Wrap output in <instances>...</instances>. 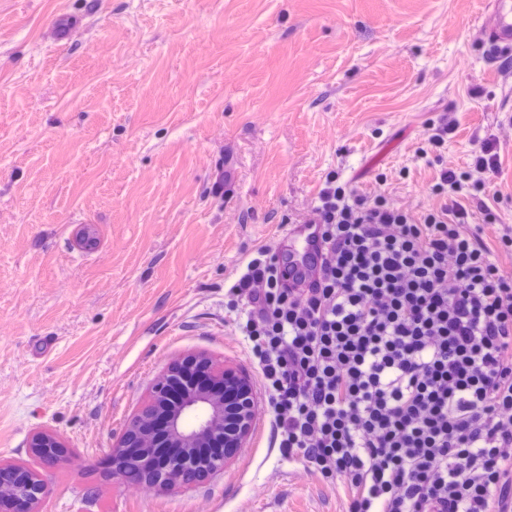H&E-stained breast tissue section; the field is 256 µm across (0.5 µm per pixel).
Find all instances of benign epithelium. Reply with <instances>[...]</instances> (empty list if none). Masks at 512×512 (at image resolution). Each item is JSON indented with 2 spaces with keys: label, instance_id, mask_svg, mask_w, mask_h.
I'll return each instance as SVG.
<instances>
[{
  "label": "benign epithelium",
  "instance_id": "benign-epithelium-1",
  "mask_svg": "<svg viewBox=\"0 0 512 512\" xmlns=\"http://www.w3.org/2000/svg\"><path fill=\"white\" fill-rule=\"evenodd\" d=\"M255 415L249 376L232 365L216 366L205 354H189L169 363L149 403L127 422L112 448L113 470L123 481L159 488L186 487L200 470L224 467L250 435ZM163 425L168 446L180 452L168 458L156 451L154 434ZM216 445L224 453L204 456ZM60 440L39 432L30 442L34 455L56 460ZM44 482L29 468L0 461V512H39Z\"/></svg>",
  "mask_w": 512,
  "mask_h": 512
}]
</instances>
